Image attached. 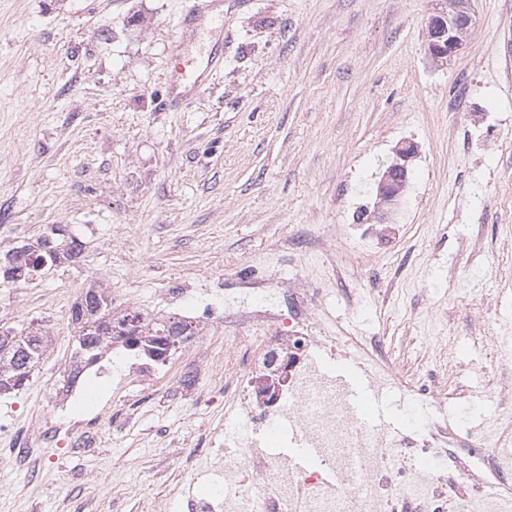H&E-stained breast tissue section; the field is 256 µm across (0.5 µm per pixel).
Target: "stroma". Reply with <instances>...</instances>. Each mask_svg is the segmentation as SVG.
Returning <instances> with one entry per match:
<instances>
[{
  "label": "stroma",
  "instance_id": "35a3bbf8",
  "mask_svg": "<svg viewBox=\"0 0 512 512\" xmlns=\"http://www.w3.org/2000/svg\"><path fill=\"white\" fill-rule=\"evenodd\" d=\"M190 2L0 0V256L53 228L83 244L0 279V328L72 332L59 300L90 287L115 293L113 313L184 320L185 288L211 303L218 350L239 278L272 274L322 288L349 334L395 337L406 360L489 390L492 339L512 326V0H474L476 28L444 65L426 51L430 0H213L185 33ZM219 46L223 68L170 110L176 60ZM402 140L419 155L395 233L363 247L353 222ZM74 357L53 340L0 394V420L35 442L19 465L0 439V512H180L206 496L224 470L223 369L203 373L214 405L177 385H132L121 403L111 353L75 380ZM383 399L494 423L488 407Z\"/></svg>",
  "mask_w": 512,
  "mask_h": 512
}]
</instances>
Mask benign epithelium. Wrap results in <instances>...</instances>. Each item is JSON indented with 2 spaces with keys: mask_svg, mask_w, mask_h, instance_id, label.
Masks as SVG:
<instances>
[{
  "mask_svg": "<svg viewBox=\"0 0 512 512\" xmlns=\"http://www.w3.org/2000/svg\"><path fill=\"white\" fill-rule=\"evenodd\" d=\"M434 7L427 23V51L435 61L446 63L463 47L465 39L475 27L472 0H433ZM417 145L400 142L394 161L386 167L376 182L377 204L384 216L400 202L409 182V163L416 157Z\"/></svg>",
  "mask_w": 512,
  "mask_h": 512,
  "instance_id": "7a95c632",
  "label": "benign epithelium"
}]
</instances>
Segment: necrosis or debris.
<instances>
[{"mask_svg":"<svg viewBox=\"0 0 512 512\" xmlns=\"http://www.w3.org/2000/svg\"><path fill=\"white\" fill-rule=\"evenodd\" d=\"M265 286L247 281V304L224 324V475L210 500L188 498L183 512H512V366L503 368L492 402L495 428L431 421L397 434L356 421L316 353L342 352L384 390L408 389L444 404L467 391L448 367L420 378L394 362L383 336H350L323 316L311 288H280L287 312L265 301ZM176 351L158 359H117L120 380L177 382ZM309 442L319 462L296 470L277 452L284 439Z\"/></svg>","mask_w":512,"mask_h":512,"instance_id":"necrosis-or-debris-1","label":"necrosis or debris"}]
</instances>
